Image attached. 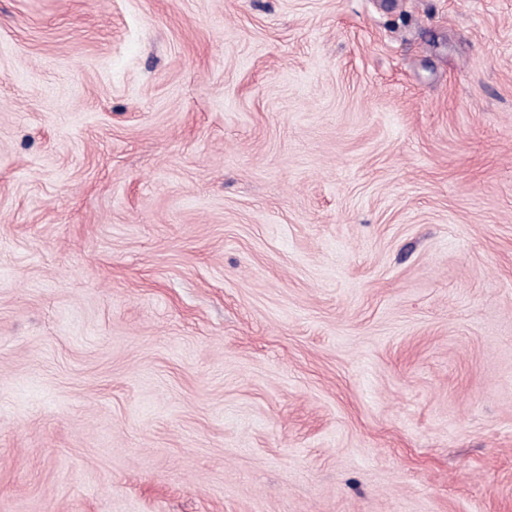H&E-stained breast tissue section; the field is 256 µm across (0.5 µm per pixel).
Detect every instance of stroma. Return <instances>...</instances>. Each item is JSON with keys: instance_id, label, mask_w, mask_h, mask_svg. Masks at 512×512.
<instances>
[{"instance_id": "35a3bbf8", "label": "stroma", "mask_w": 512, "mask_h": 512, "mask_svg": "<svg viewBox=\"0 0 512 512\" xmlns=\"http://www.w3.org/2000/svg\"><path fill=\"white\" fill-rule=\"evenodd\" d=\"M0 512H512V0H0Z\"/></svg>"}]
</instances>
